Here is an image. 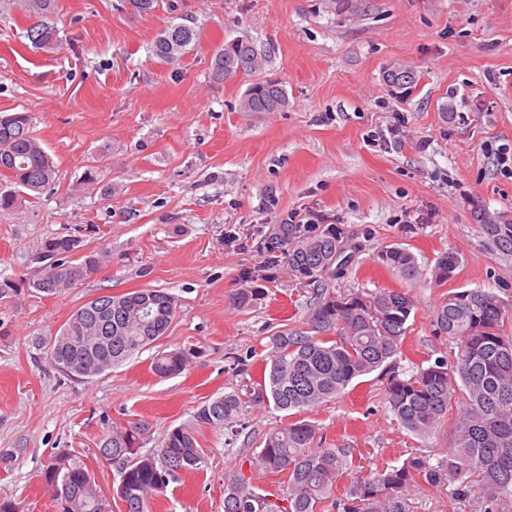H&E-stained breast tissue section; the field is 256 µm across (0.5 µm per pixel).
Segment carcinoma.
I'll list each match as a JSON object with an SVG mask.
<instances>
[{
  "label": "carcinoma",
  "instance_id": "1",
  "mask_svg": "<svg viewBox=\"0 0 512 512\" xmlns=\"http://www.w3.org/2000/svg\"><path fill=\"white\" fill-rule=\"evenodd\" d=\"M35 19L27 36L37 48L58 43L51 22L57 0H24ZM194 28L170 23L154 40L152 52L165 64L188 54L198 43ZM265 53L247 38L230 40L217 50L211 78L225 81L253 74ZM288 107L281 83L257 80L241 102L246 112H280ZM0 170L21 187L0 195V210H9L22 195L35 198L54 180L56 167L33 132L27 112L0 114ZM486 234L501 249L512 252V220L491 218L476 210ZM267 261L264 271L288 267L291 280L313 288L315 302L305 319L306 329L284 328L270 337V360L261 381L241 394L232 391L198 407L193 422L171 429L161 447L141 453L148 423L131 421L103 436L110 453L106 460L118 465V498L125 512H150L151 500L164 493L171 478L204 463L198 442L206 427H233L249 407L272 404L300 415L341 394L355 380L371 374L397 355L408 331L415 304L405 292L380 289L335 293L323 287L348 260L336 228L319 224H275L262 242ZM71 237L55 236L42 245L41 254L53 259L42 275L44 288L27 285L35 293L58 295L82 284L99 268L70 258ZM382 263L408 281L424 275L415 255L392 247L381 253ZM459 265L448 252L437 261L433 276L442 285ZM264 291L253 278L244 280L233 304L246 308ZM108 308L91 309L86 302L45 346L48 362L73 377H90L123 364L153 344L168 330L176 300L167 292L142 289L108 296ZM509 317L503 301L483 288H457L448 292L435 311V324L454 345L455 359L437 357L410 374L389 372L385 399L401 427L426 436L448 421L452 447L448 457L433 466L412 456L372 478L356 479L336 495V483L350 468L348 449L327 448L317 428L304 419L271 430L255 457L269 473L286 475L280 498L253 490L249 480L234 476L224 489V512H409L407 492L423 482L435 486L443 479L455 485L454 494L472 500L476 512H512V336L502 326ZM188 357L181 350L161 351L151 363L162 378L181 374ZM85 464L62 454L42 472L56 500H65L61 512H102V500L83 477Z\"/></svg>",
  "mask_w": 512,
  "mask_h": 512
}]
</instances>
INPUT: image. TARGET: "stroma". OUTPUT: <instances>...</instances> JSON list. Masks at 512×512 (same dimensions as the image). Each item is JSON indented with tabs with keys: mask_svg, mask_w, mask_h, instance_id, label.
<instances>
[{
	"mask_svg": "<svg viewBox=\"0 0 512 512\" xmlns=\"http://www.w3.org/2000/svg\"><path fill=\"white\" fill-rule=\"evenodd\" d=\"M171 21L200 32L175 65L150 52ZM54 22L57 46L33 49L17 0H0V111L30 113L57 166L40 198L0 210V277L36 278V255L59 234L78 238L100 269L58 296L0 301V500L18 512H58L42 471L61 452L94 472L105 512H122L115 468L96 454L106 431L147 421V453L204 402L259 380L272 334L302 327L312 292L281 267L254 306L231 297L244 272L261 269V242L288 212L313 208L340 230L351 260L331 290L412 297L401 370L452 356L434 322L448 291L485 288L512 307V253L474 214L512 219V179L487 150L512 146V0H159L143 16L125 0H58ZM238 36L264 47L261 75L282 82L284 111H242L252 76L212 80L216 49ZM395 68L414 74L412 88L385 82ZM393 246L428 273L446 252L459 265L439 287L405 281L378 259ZM144 288L177 300L157 344L91 378L43 359L37 342L84 303ZM176 348L189 354L183 373L153 375L155 354ZM384 378L354 381L307 420L365 476L447 457V429L419 437L398 425ZM288 422L269 406L247 413L238 435L202 429L204 464L170 481L151 512H224L225 484L240 473L259 493L281 492L282 475L253 459ZM408 504L474 512L445 483L412 486Z\"/></svg>",
	"mask_w": 512,
	"mask_h": 512,
	"instance_id": "1",
	"label": "stroma"
}]
</instances>
